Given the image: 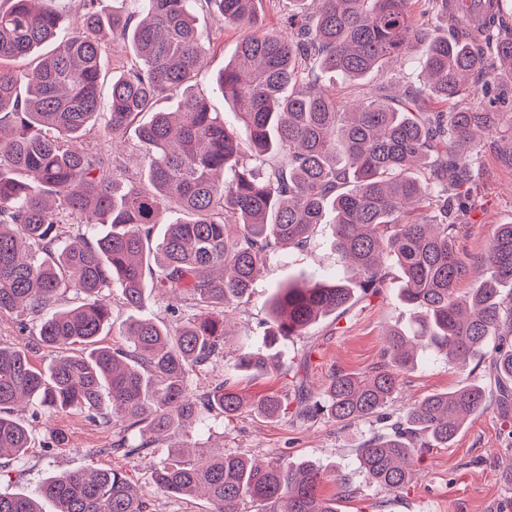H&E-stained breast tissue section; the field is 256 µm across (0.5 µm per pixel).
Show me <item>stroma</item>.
Here are the masks:
<instances>
[{
    "mask_svg": "<svg viewBox=\"0 0 512 512\" xmlns=\"http://www.w3.org/2000/svg\"><path fill=\"white\" fill-rule=\"evenodd\" d=\"M198 25L206 33L198 90L215 111L232 119V109L215 82L217 74L234 57L239 41L248 35L244 26L219 27L206 5H199ZM473 92L458 105L466 109L492 107L497 124L485 146L477 151V175L468 188L467 210L457 227V246L470 264L483 257L499 225L512 224V75L497 74L489 92H482V76H474ZM350 279L351 273L336 253L330 225H319L301 249H288L272 256L261 268L247 303L229 312V336L224 356H235L241 343L262 345L268 302L276 288L292 279ZM412 309L399 297V283L388 278L378 295L359 297L352 310L332 314L309 327L306 335L283 341L279 347L281 371L251 379L226 376L223 362L193 375V392L207 391L222 379L246 397L257 399L274 392L286 395L288 409L281 417L267 419L250 410L232 422L209 416L192 429L189 440L204 448L244 452L259 460L279 455L299 462L315 461L326 472L339 471L350 478V492L339 483L326 481L321 492L335 497L339 512H512V490L504 485L502 472L512 463V426L497 413L495 384L488 375L486 354L471 358L469 371L449 363L445 355L420 352L416 362L398 375L397 399L379 417L351 424L323 419L303 421L296 417L295 373H305L311 387L327 383L337 373L366 375L385 361L384 335L406 324ZM19 313L0 315V343L32 347V361L47 367L52 355L35 346L32 329L24 328ZM480 379L487 397L483 410L470 417L460 433L445 448L422 449L414 457L415 478L402 490L387 491L367 482L359 469L361 446L371 437L390 433L404 409L436 392H451ZM22 420L32 431V446L20 460L0 459V493L36 494L51 474L90 468H115L152 496L154 512H211L204 498H181L153 493L151 467L165 458L169 448L161 442L145 456L126 457L110 453L112 434L83 414L71 411L25 412ZM63 432V449H49L52 431Z\"/></svg>",
    "mask_w": 512,
    "mask_h": 512,
    "instance_id": "35a3bbf8",
    "label": "stroma"
}]
</instances>
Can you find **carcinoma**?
I'll use <instances>...</instances> for the list:
<instances>
[{
    "mask_svg": "<svg viewBox=\"0 0 512 512\" xmlns=\"http://www.w3.org/2000/svg\"><path fill=\"white\" fill-rule=\"evenodd\" d=\"M107 11L79 0L70 19L59 0H0V315H29L36 344L53 353L36 367L28 347L0 345V458L23 457L31 431L17 410H77L112 430L110 452L142 456L166 435L185 433L213 413L230 422L245 408L275 418L282 400H249L222 380L203 394L192 375L224 349L226 312L250 298L261 266L278 250L303 248L332 213L341 260L377 295L398 268L403 300L418 312L388 333V363L363 376L338 373L317 400L299 402L302 420L349 423L378 416L396 397L397 371L424 349L466 361L491 340L497 403L512 417V224H502L482 279L465 302L455 290L469 267L457 252L455 220L473 174L477 132L494 112L455 108L478 71H512V33L503 0H485L481 22L470 0H289L288 38L262 28L257 0H206L220 26L247 24L217 84L236 123L195 91L203 33L199 0H132ZM448 20L443 31L434 18ZM107 33L128 44L133 66L107 77ZM496 40L493 62L480 43ZM46 43L32 69L12 61ZM417 54L426 82L397 94L366 93L340 104L327 73L352 82ZM175 97L176 110L157 107ZM112 139L134 130L148 186L117 175V160L80 141L98 121ZM182 219L155 235L162 211ZM106 224L108 231L89 236ZM118 302L139 310L147 289L181 314L172 328L149 318L125 325L129 346L99 345ZM350 281L297 280L276 289L265 350L242 348L231 373L254 379L278 369L273 347L323 316L344 312ZM71 305L57 308L62 297ZM485 406L475 384L432 393L407 408L394 433L361 446L369 483L389 491L414 478L419 448H446ZM326 473L284 456L260 465L239 452L172 448L151 472L165 495H203L213 512H338L319 486ZM153 512L127 475L90 469L51 475L36 497L1 495L0 512Z\"/></svg>",
    "mask_w": 512,
    "mask_h": 512,
    "instance_id": "obj_1",
    "label": "carcinoma"
}]
</instances>
